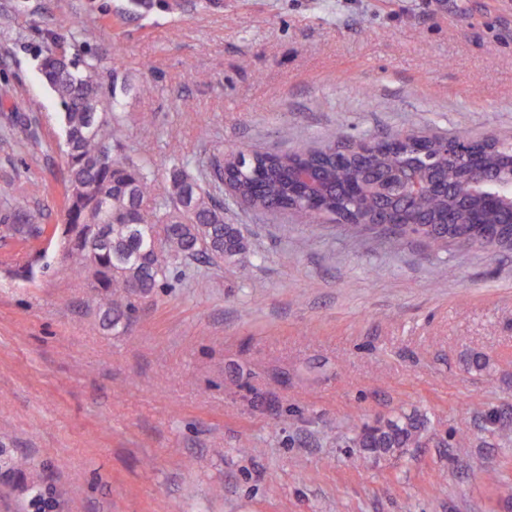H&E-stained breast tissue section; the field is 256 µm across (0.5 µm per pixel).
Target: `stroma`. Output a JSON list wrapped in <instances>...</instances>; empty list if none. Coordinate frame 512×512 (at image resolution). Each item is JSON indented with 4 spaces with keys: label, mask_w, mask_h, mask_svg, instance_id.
Here are the masks:
<instances>
[{
    "label": "stroma",
    "mask_w": 512,
    "mask_h": 512,
    "mask_svg": "<svg viewBox=\"0 0 512 512\" xmlns=\"http://www.w3.org/2000/svg\"><path fill=\"white\" fill-rule=\"evenodd\" d=\"M170 2L0 0V211L60 219L37 64L79 19L123 62L126 153L161 187L188 159L247 256L179 267L111 329L57 243L0 222V457L28 456L58 512H512L487 481L512 460V250L258 215L211 169L345 136L512 140V0ZM401 414L426 418L418 446L355 447Z\"/></svg>",
    "instance_id": "stroma-1"
}]
</instances>
